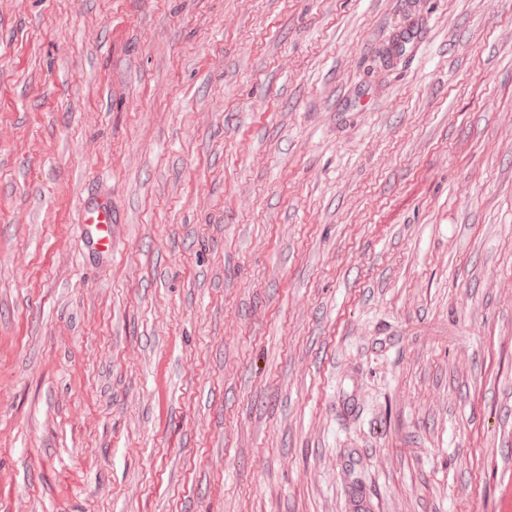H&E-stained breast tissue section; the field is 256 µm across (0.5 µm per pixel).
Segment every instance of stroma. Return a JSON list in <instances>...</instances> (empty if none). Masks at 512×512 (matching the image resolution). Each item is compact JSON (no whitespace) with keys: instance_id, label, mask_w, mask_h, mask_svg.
Instances as JSON below:
<instances>
[{"instance_id":"obj_1","label":"stroma","mask_w":512,"mask_h":512,"mask_svg":"<svg viewBox=\"0 0 512 512\" xmlns=\"http://www.w3.org/2000/svg\"><path fill=\"white\" fill-rule=\"evenodd\" d=\"M508 468L512 0H0V512H500ZM81 224H89L91 247L98 254L112 252V200L108 196L98 195L83 203Z\"/></svg>"}]
</instances>
